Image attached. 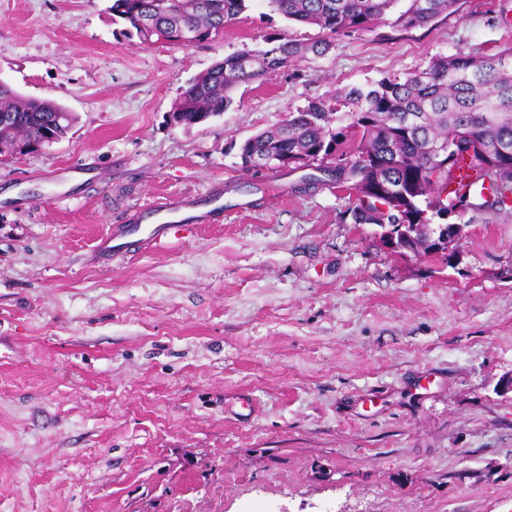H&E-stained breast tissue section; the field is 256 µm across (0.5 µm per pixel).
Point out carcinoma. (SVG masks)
<instances>
[{
    "instance_id": "1",
    "label": "carcinoma",
    "mask_w": 512,
    "mask_h": 512,
    "mask_svg": "<svg viewBox=\"0 0 512 512\" xmlns=\"http://www.w3.org/2000/svg\"><path fill=\"white\" fill-rule=\"evenodd\" d=\"M395 19L387 13L399 2ZM246 0H179L167 9L161 0H113L112 20L122 21L141 42L165 45L180 28L201 34L200 42L224 32L246 9ZM272 10L333 36L387 26L397 32L425 28L459 10L460 0H268ZM330 43L291 40L256 55L234 53L194 78L174 108L187 125L224 112L231 91L268 72L287 67L300 52L321 55ZM0 115L9 132L0 144L16 154L35 152L65 138L73 116L52 101L24 97L0 84ZM448 153L433 159V146ZM288 158L275 168L284 176L305 174L291 185L300 192L329 182L355 191L356 224H427L425 213L500 212L512 209V45L494 57L463 51L433 57L428 66L403 78L336 96V107L312 100L291 111L276 129L248 138L241 160L252 154ZM465 163L486 191L449 190L453 173Z\"/></svg>"
}]
</instances>
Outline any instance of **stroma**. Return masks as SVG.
<instances>
[{"instance_id": "35a3bbf8", "label": "stroma", "mask_w": 512, "mask_h": 512, "mask_svg": "<svg viewBox=\"0 0 512 512\" xmlns=\"http://www.w3.org/2000/svg\"><path fill=\"white\" fill-rule=\"evenodd\" d=\"M111 0H0V82L75 117L0 155V512H512V215L456 216L455 266L387 249L348 190L266 198L249 137L339 90L512 44V0L237 87L174 126L225 56L324 39L249 0L222 37L145 45ZM89 163L96 180L61 184ZM224 182L251 200L118 262L99 236Z\"/></svg>"}]
</instances>
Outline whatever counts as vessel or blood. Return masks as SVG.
Returning a JSON list of instances; mask_svg holds the SVG:
<instances>
[{"instance_id":"obj_1","label":"vessel or blood","mask_w":512,"mask_h":512,"mask_svg":"<svg viewBox=\"0 0 512 512\" xmlns=\"http://www.w3.org/2000/svg\"><path fill=\"white\" fill-rule=\"evenodd\" d=\"M223 207L224 185L220 182L199 198L182 197L156 202L144 214L142 223L102 235L95 246V256L99 259H121L128 252V239H136L146 246L160 243L186 227L206 224Z\"/></svg>"}]
</instances>
